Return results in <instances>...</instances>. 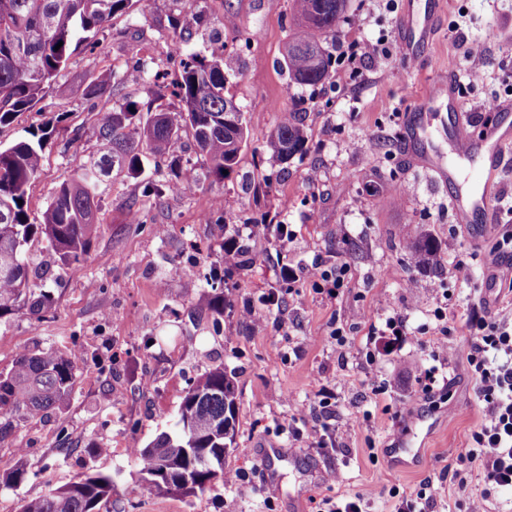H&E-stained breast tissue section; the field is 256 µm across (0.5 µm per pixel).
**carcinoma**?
<instances>
[{"mask_svg":"<svg viewBox=\"0 0 512 512\" xmlns=\"http://www.w3.org/2000/svg\"><path fill=\"white\" fill-rule=\"evenodd\" d=\"M348 0H291L297 31L288 37L282 67L288 83L316 89L332 77L338 22ZM134 0H0V127L11 124L22 112L34 108L46 95H70L69 84L60 80L74 52L96 45L95 37L110 27L118 14H130ZM171 44L181 55V74L174 84L153 74L154 100L145 107L135 102L100 106L112 87L137 81L150 74L142 47L131 46L125 69L96 71L84 89L88 111L96 113L88 133L100 144L98 154L76 160L71 174L55 191L51 202L30 217L28 190L43 168V144L51 136L41 130L37 139L0 146V318L23 310L41 320L52 309L48 292L35 290V281L50 274L37 269L29 258L31 245L44 240L56 253L62 268L81 269L91 240L96 236L94 212L103 178L117 169L137 178L143 158L174 152L182 132L193 131L198 150L207 165L206 177L224 178L233 171L246 146L248 129L244 112L224 111L228 97L224 55L207 57L182 54V36ZM308 131L303 113L282 115L269 133L265 151L286 163L305 150ZM198 179L184 172L179 160L169 165L166 182L148 181L143 191L154 197L166 192L186 193ZM406 249L418 269L441 267V246L430 231L421 228L406 241ZM252 257L238 249L236 264L215 275L219 284L245 269ZM76 353H59L39 346L20 353L12 368L0 371V439L9 435L24 417L46 416L66 404L76 380ZM237 388L234 376L217 366L193 380L180 406L179 435L159 436L135 449L139 473L148 490L161 495L189 497L225 477L224 443L234 444ZM28 478L23 449L15 464L0 472V487H18ZM115 480L110 474L89 470L64 487L25 501L21 512H95L112 496Z\"/></svg>","mask_w":512,"mask_h":512,"instance_id":"cac0c4a2","label":"carcinoma"}]
</instances>
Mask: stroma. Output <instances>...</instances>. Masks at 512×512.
<instances>
[{
  "label": "stroma",
  "mask_w": 512,
  "mask_h": 512,
  "mask_svg": "<svg viewBox=\"0 0 512 512\" xmlns=\"http://www.w3.org/2000/svg\"><path fill=\"white\" fill-rule=\"evenodd\" d=\"M429 0H349L339 24L342 41L387 38V53L364 61L358 75L340 63L330 83L288 92L280 62L293 32L290 0H138L136 16L114 17L94 51H76L62 73L70 98L45 97L34 109L0 127V144L52 127L40 178L28 191L40 213L68 177L74 159L95 153L85 135L90 114L83 90L105 66L123 67L127 45L179 74L169 57L170 25L188 10L202 16L185 48L229 59L226 96L240 104L249 138L239 164L224 180L205 177L192 131L175 154L201 175L195 190L144 195L141 180L111 174L101 187L99 230L77 274L58 269L46 242L31 248L34 263L53 266L43 288L55 305L38 322L23 313L0 318V371L35 344L77 351V379L66 407L19 421L0 441V470L24 449L28 480L0 488V512H21L24 499L63 486L86 469L112 474L116 489L97 512H316L321 500L363 494L369 512H395L388 491L412 494L428 479L439 493L433 512H453L475 492L447 479L455 451L483 418L462 350L463 323L488 309L512 321V272L488 278L483 253L454 223L448 192L418 166L425 145L405 139V118L436 78L454 71L468 130L482 137L498 115L490 101H512V0H439L436 30L406 59L398 25L406 9L424 14ZM501 32L486 56L483 81L467 80L476 60L466 52L487 27ZM304 113L307 150L288 162L264 151L282 113ZM224 203L223 223H199L198 212ZM138 222H131V213ZM269 218L288 227L287 242L254 239L248 224ZM426 225L440 243L443 267L415 268L404 240ZM249 245L252 262L224 287V312L213 311V271L224 267V239ZM341 268L337 297L318 289L307 269ZM447 289L438 300L435 285ZM281 298L273 310L259 303L269 289ZM259 308L243 323L241 310ZM444 306L448 360L431 350ZM400 316L405 336L383 335L388 317ZM343 328L349 357L339 361L334 328ZM235 375V443L223 481L189 497L155 494L142 486L135 449L161 433L179 430V408L190 382L216 366ZM437 367L449 397L427 400L417 370ZM336 392L334 447L314 448L319 430L318 384ZM281 448L277 472L261 462L264 449Z\"/></svg>",
  "instance_id": "stroma-1"
}]
</instances>
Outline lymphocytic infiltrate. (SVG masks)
I'll list each match as a JSON object with an SVG mask.
<instances>
[{"label": "lymphocytic infiltrate", "mask_w": 512, "mask_h": 512, "mask_svg": "<svg viewBox=\"0 0 512 512\" xmlns=\"http://www.w3.org/2000/svg\"><path fill=\"white\" fill-rule=\"evenodd\" d=\"M471 340L465 357L483 404V419L465 447L457 449L460 484L479 477V492L457 502V512H490L492 492L512 488V323L491 311H476L466 322Z\"/></svg>", "instance_id": "obj_1"}]
</instances>
